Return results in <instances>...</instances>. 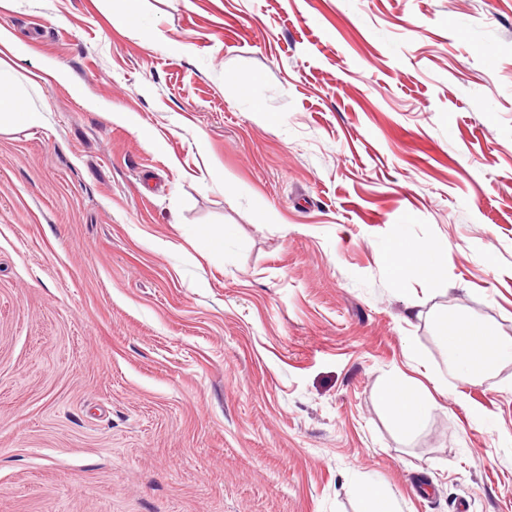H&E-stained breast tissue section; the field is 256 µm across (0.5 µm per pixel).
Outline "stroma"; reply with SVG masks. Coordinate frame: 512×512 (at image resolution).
I'll return each mask as SVG.
<instances>
[{"mask_svg": "<svg viewBox=\"0 0 512 512\" xmlns=\"http://www.w3.org/2000/svg\"><path fill=\"white\" fill-rule=\"evenodd\" d=\"M140 9L0 0L68 75L0 135V512H512V363L434 384L442 321L512 338V0ZM112 2V0H109ZM140 0H113L112 11H114L115 2V19L125 25H136L140 22L139 11ZM447 255L431 243L413 241L400 235L397 246L390 256L391 266L396 273L406 271L411 267L418 268L427 278H439ZM381 398L398 422H407L412 429L420 428L427 400L418 388L396 380L383 388Z\"/></svg>", "mask_w": 512, "mask_h": 512, "instance_id": "stroma-1", "label": "stroma"}]
</instances>
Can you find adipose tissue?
Instances as JSON below:
<instances>
[{
	"instance_id": "ef3b65f1",
	"label": "adipose tissue",
	"mask_w": 512,
	"mask_h": 512,
	"mask_svg": "<svg viewBox=\"0 0 512 512\" xmlns=\"http://www.w3.org/2000/svg\"><path fill=\"white\" fill-rule=\"evenodd\" d=\"M24 60L13 34L0 27V134L37 128L45 122L42 110L30 97L31 80L22 74ZM446 260L434 245L404 236L399 237L390 256L394 272L415 267L432 279L442 276ZM440 335L446 348L448 377L477 383L500 365L512 362V340H505L471 319L455 317L444 321ZM381 398L397 421L420 428L426 399L418 388L396 380L383 388Z\"/></svg>"
}]
</instances>
